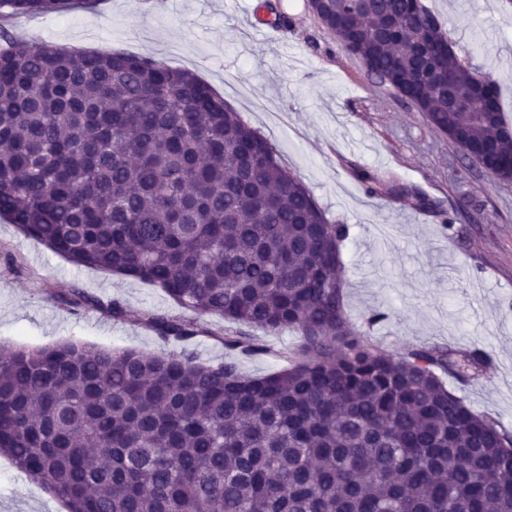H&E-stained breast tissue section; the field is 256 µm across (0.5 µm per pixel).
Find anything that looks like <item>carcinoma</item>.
Instances as JSON below:
<instances>
[{
  "label": "carcinoma",
  "mask_w": 512,
  "mask_h": 512,
  "mask_svg": "<svg viewBox=\"0 0 512 512\" xmlns=\"http://www.w3.org/2000/svg\"><path fill=\"white\" fill-rule=\"evenodd\" d=\"M96 0H0V218L77 267L161 288L190 315L92 307L178 344L164 356L0 341V456L65 512H512V432L448 390L482 349L395 356L349 322L332 224L272 146L195 74L123 52L13 39L22 15ZM321 24L493 181L512 172L497 84L421 0H344ZM366 192L436 205L359 172ZM216 337L223 363L189 350ZM291 329L280 370L252 330ZM254 333L257 336H261L264 343L272 349V352L241 362L240 368L242 372L251 376H261L275 372L280 367L276 353L286 349H294L300 340L299 335L295 331L288 329L277 332H266L262 329H256Z\"/></svg>",
  "instance_id": "1"
}]
</instances>
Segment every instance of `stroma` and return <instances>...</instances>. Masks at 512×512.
<instances>
[{"mask_svg": "<svg viewBox=\"0 0 512 512\" xmlns=\"http://www.w3.org/2000/svg\"><path fill=\"white\" fill-rule=\"evenodd\" d=\"M263 0H99L95 8L20 17L21 41L74 51H121L191 71L268 140L327 218L348 227L339 246L345 312L368 340L395 355L416 347L483 349L477 378L449 389L474 412L512 431V183L462 161L459 148L409 102L367 76L321 25L309 0H272L288 19L277 27ZM466 67L498 83L512 122V0H421ZM392 175L435 201L417 210L368 196L356 173ZM476 211L442 224L461 198ZM24 259L23 274L0 264V339L28 347L73 340L99 347L172 352L173 344L127 321L59 304L81 288L121 299L138 313L174 311L162 289L72 265L0 219V246ZM385 320L367 325L371 312ZM268 354L243 373L275 372L295 348L292 330L262 332ZM0 512H64L42 485L0 456Z\"/></svg>", "mask_w": 512, "mask_h": 512, "instance_id": "1", "label": "stroma"}]
</instances>
